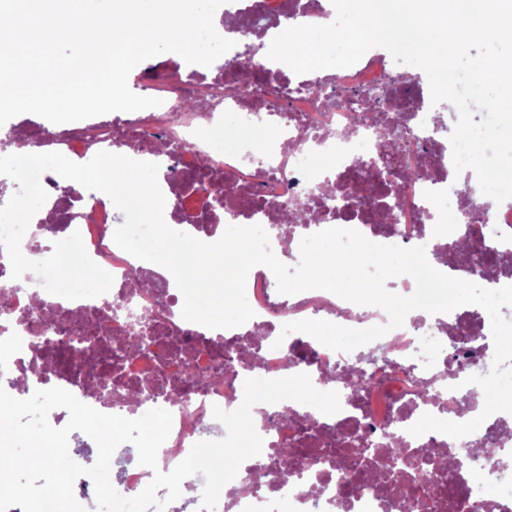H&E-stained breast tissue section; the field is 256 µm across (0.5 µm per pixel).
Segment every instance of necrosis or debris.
I'll list each match as a JSON object with an SVG mask.
<instances>
[{
    "label": "necrosis or debris",
    "instance_id": "4bbe7bcc",
    "mask_svg": "<svg viewBox=\"0 0 512 512\" xmlns=\"http://www.w3.org/2000/svg\"><path fill=\"white\" fill-rule=\"evenodd\" d=\"M224 17L236 36L229 62L204 70L170 59L150 65L137 74V85L161 106L45 125L32 145L76 163L100 151L140 161L164 136L167 150L154 153L167 174L160 186L166 210L181 232L205 243L221 238L219 224H269L273 214L229 203L205 207L202 193L181 182L182 174L203 163L212 183L277 202L286 213L295 203L322 201L331 190L351 197L346 213L321 205L315 221L287 224L270 240L279 257L299 259L302 239L328 228L355 230L380 245L444 253L476 206L484 207L497 233L495 248L512 255V204L489 205L473 177H458L435 113L418 102L414 86L393 82L388 53L370 50L353 66L298 75L268 59L272 39L290 26L329 24L335 12L307 10L302 0H226ZM246 57L264 68L267 80L255 82L241 67ZM394 118L407 176L383 220L371 195L379 178L362 163L377 157L379 132ZM231 120L267 129L266 152L257 154L248 139L217 149L214 133ZM45 189L50 215L64 233L80 232L89 257L114 282L101 296L67 300L48 293L33 273L11 279L9 262L0 258V344L9 350L0 358V387L8 394L28 397L57 386L106 414L136 419L167 410L171 430L157 457L167 472L195 443L226 436L214 411L237 409L246 379L305 374L316 389L338 393L340 411L326 415L294 400L256 404L253 423L262 450L243 462L212 512H473L474 497L480 512H512V467L504 460L512 428L503 425L502 413L483 417L476 431L460 438L410 432L427 413L455 423L482 417L484 396L470 398L462 383L492 367L493 356L484 349L491 323L483 308L414 310L381 338L335 351L306 333L285 336L281 330L307 319L366 329L386 324L387 313L322 289L279 293L264 267L246 278L253 317L238 327L211 329L185 320L171 290L135 286L140 277L169 283L174 277L116 245L108 195L63 192L52 176ZM141 323L158 326L156 344H143L136 332ZM106 362L112 381L102 389L97 379ZM397 442L437 463L449 493H424L408 468L382 485L354 482L355 471L387 470L388 450ZM365 443L371 446L366 458L359 454ZM295 451L304 457L290 471L271 459Z\"/></svg>",
    "mask_w": 512,
    "mask_h": 512
}]
</instances>
